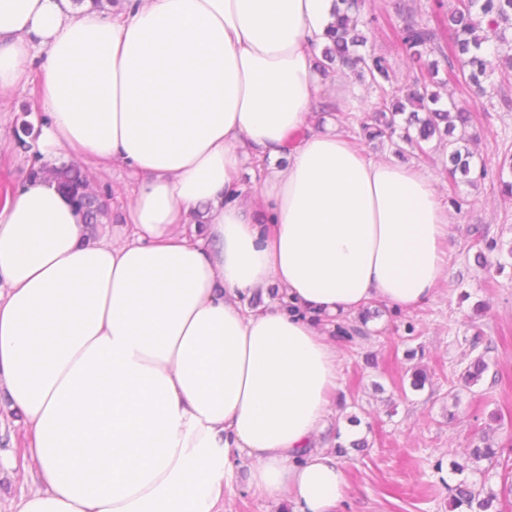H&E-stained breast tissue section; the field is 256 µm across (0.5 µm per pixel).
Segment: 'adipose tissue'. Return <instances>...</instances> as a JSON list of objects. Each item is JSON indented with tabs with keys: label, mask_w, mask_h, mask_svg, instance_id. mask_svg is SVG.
<instances>
[{
	"label": "adipose tissue",
	"mask_w": 512,
	"mask_h": 512,
	"mask_svg": "<svg viewBox=\"0 0 512 512\" xmlns=\"http://www.w3.org/2000/svg\"><path fill=\"white\" fill-rule=\"evenodd\" d=\"M334 0H0V93L45 71L42 161L117 164L90 235L39 178L0 205V394L28 489L0 512H337L338 320L448 278L427 171L319 119ZM45 51L37 60L33 47ZM283 504L287 503L271 506L244 494L233 496L227 509L231 512H289L280 509Z\"/></svg>",
	"instance_id": "1"
}]
</instances>
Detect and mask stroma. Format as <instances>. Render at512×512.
<instances>
[{"instance_id": "35a3bbf8", "label": "stroma", "mask_w": 512, "mask_h": 512, "mask_svg": "<svg viewBox=\"0 0 512 512\" xmlns=\"http://www.w3.org/2000/svg\"><path fill=\"white\" fill-rule=\"evenodd\" d=\"M41 81L34 73L28 85L0 97V137L10 141L0 152V192L23 182L33 163L12 139L16 126L42 115ZM375 98L354 75H344L327 88V116L335 118L342 104L362 110ZM468 103L481 110L468 133L488 174L474 184L459 182L443 198L457 217L448 237L447 284L413 311L384 310L369 322L368 341L340 351V387L323 439L335 444L354 414L369 446L341 460L349 488L338 512H451L449 489L463 481L485 486L496 494L499 512H512V197L499 190L500 180L512 181V169L499 167L512 146V84ZM483 236L497 242L485 270L475 260ZM477 335L492 346L489 368L466 387L458 379ZM415 364L432 374V383L402 391L404 371ZM483 439L498 449L496 463L471 460L464 471L441 475L437 464L448 450L461 454Z\"/></svg>"}]
</instances>
